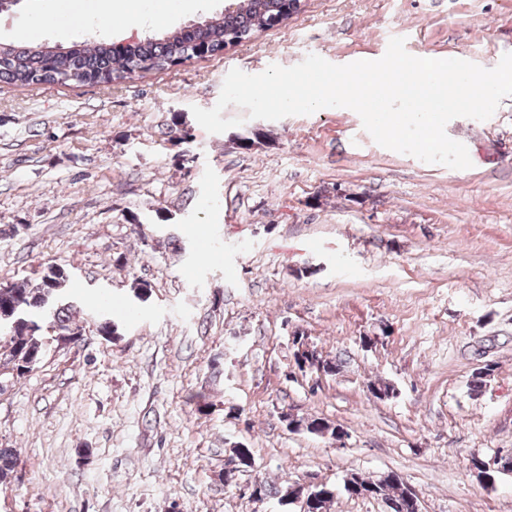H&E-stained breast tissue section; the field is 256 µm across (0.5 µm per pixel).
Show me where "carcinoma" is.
<instances>
[{
  "label": "carcinoma",
  "instance_id": "carcinoma-1",
  "mask_svg": "<svg viewBox=\"0 0 512 512\" xmlns=\"http://www.w3.org/2000/svg\"><path fill=\"white\" fill-rule=\"evenodd\" d=\"M290 0H239L237 7L216 17V22H199L194 25L152 33L143 39L117 46L96 38H79L60 46L55 52L53 43L0 42V79L19 86L54 84L63 74L72 76L78 84L121 83L142 73L163 70L178 60L197 56L203 46L210 56L224 53L230 44L249 40L256 33L271 27L274 20L288 18ZM57 264H48L33 271V276L22 282L7 281V288L0 290V310L12 314L18 321L16 329L0 326V350L6 356L11 370L20 377L32 371L31 362L41 363L48 342L60 338L78 343L81 336L72 335L77 326L78 302L67 288L68 277L59 275ZM97 336L112 341L117 335V325L106 316L95 325ZM308 337L297 332L292 336L293 371L302 376L323 372L335 376L342 370V362L322 355L316 347H308ZM288 420L310 433L328 428V423L315 418ZM17 461L10 448H0V479L8 476ZM472 469L477 477L492 484L498 475L512 472V455L495 462L488 470L484 460L472 457ZM358 483L374 487L376 495L386 501L390 512H410L406 504L404 485L401 481L380 478L376 481L358 479L352 475L344 479L343 490L353 497L352 486Z\"/></svg>",
  "mask_w": 512,
  "mask_h": 512
}]
</instances>
